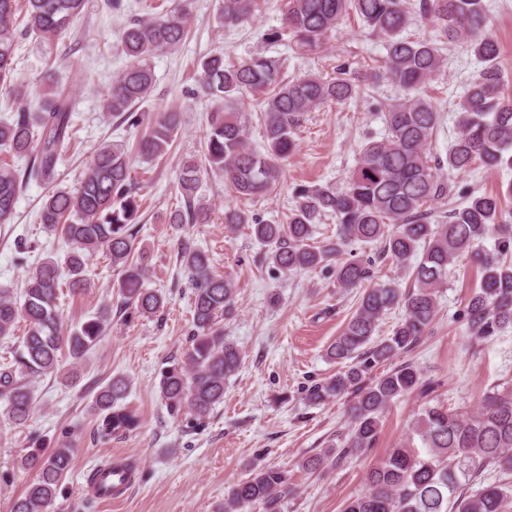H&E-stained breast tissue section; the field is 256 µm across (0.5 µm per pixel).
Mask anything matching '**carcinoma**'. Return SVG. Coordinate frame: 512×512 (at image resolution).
<instances>
[{"mask_svg": "<svg viewBox=\"0 0 512 512\" xmlns=\"http://www.w3.org/2000/svg\"><path fill=\"white\" fill-rule=\"evenodd\" d=\"M19 0H0V90L20 102L16 119L0 125V151L31 157V165L16 171L0 165V224L11 221L24 187L32 181L49 183L70 140L73 99L60 85L41 103L25 99L15 83L14 53ZM85 0H24L25 30L53 46L82 13ZM259 0H224L221 18L226 26L250 19ZM419 15L433 23L441 40L461 42L482 63L478 75L457 100V133L448 145L446 163L432 159L428 147L440 123V113L422 94L441 70V47L431 40H408L401 33L411 11L406 0H288L282 29L301 47L318 45L350 12H355L374 35L384 41L383 76L402 96L386 113L387 134L369 139L359 150L347 187L302 189L286 224H263L242 211H228L227 224H251V233L268 246L267 258L280 270L314 269L341 256L351 242L383 244L382 252L396 265L412 268L414 284L403 291L392 284L368 288L342 332L328 346L329 359H355L347 370L309 391V400L353 393L350 429L340 440L338 456H348L375 445L382 411L393 401L416 393L425 396L431 382L411 364L364 383V368L416 347L438 311L437 288L448 278L449 267L492 236V253L476 254L482 269L479 288L467 306L471 337L485 342L512 325V212L502 196L471 194L465 205L448 212L442 224L430 222L427 204L450 196L452 177L476 167L497 170L512 150V99L504 97L500 47L487 28L482 0H418ZM189 13L181 5L149 20H133L122 33V51L129 65L112 83L107 109L140 123L132 108L145 100L154 84L149 60L159 51L179 45L188 34ZM197 81L217 107L199 159L186 161L180 171L182 207L165 215L168 224H207L210 208L195 196L201 170L218 172L239 198L258 196L279 180L281 163L296 148L295 129L306 114L328 103H346L359 93L356 78L345 75L327 80L307 74L281 79L280 60L258 56L239 64L224 56L201 60ZM249 94L263 105V150L246 143L245 125L237 109ZM178 114L157 115L137 144L138 152L154 161L167 155L178 127ZM141 204L130 176L129 155L121 144H101L82 172L73 191L58 189L46 196L40 219L73 245L67 258L68 278L57 261L44 259L29 276L21 298L0 289V336H10L17 321L28 326L13 361L0 366V397L5 415L25 422L33 408L29 379L56 376L62 352L72 359L70 375L78 373L82 358L110 326L102 310L64 331L59 313V290L72 294L88 288L86 259L103 251L121 268L118 285L121 306L141 315H155L167 305L165 296L143 287L142 258L135 256ZM337 220L336 238L321 245L310 240L314 225L324 216ZM180 261L195 282L192 306L194 333L189 365L172 363L162 374L160 392L169 411L182 409L202 419L224 402V384L240 367V352L224 339L218 319L230 313L235 293L231 282L212 270L209 256L190 240L179 242ZM369 277L356 258L336 263V282L356 288ZM403 310L392 335L375 339L379 320L390 310ZM129 382L114 376L94 396L103 414L97 434L101 439L134 430L137 415L123 405ZM423 451L412 439L389 449L366 476L364 491L345 501L342 512H507L512 486L491 483L465 492L487 470L512 472V394L486 393L479 408L462 413L440 404L426 405L416 421ZM73 449L61 445L51 452L31 449L21 466L36 477L16 497L12 512H46L59 483L69 472ZM294 492L287 475L275 467L253 470L233 486L224 499V512H247L262 503L266 512H278L282 500Z\"/></svg>", "mask_w": 512, "mask_h": 512, "instance_id": "obj_1", "label": "carcinoma"}]
</instances>
